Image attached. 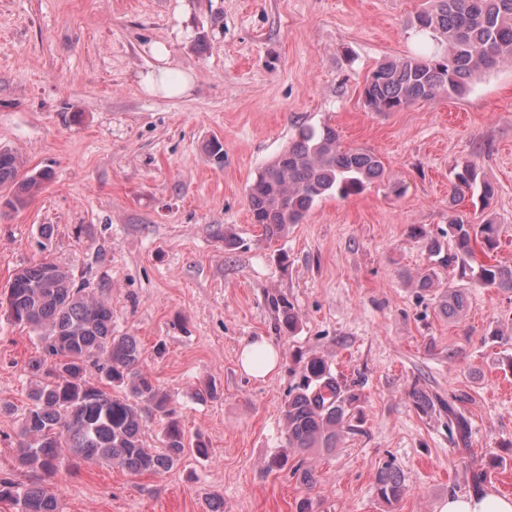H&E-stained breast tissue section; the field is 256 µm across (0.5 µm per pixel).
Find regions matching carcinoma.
<instances>
[{
	"instance_id": "obj_1",
	"label": "carcinoma",
	"mask_w": 512,
	"mask_h": 512,
	"mask_svg": "<svg viewBox=\"0 0 512 512\" xmlns=\"http://www.w3.org/2000/svg\"><path fill=\"white\" fill-rule=\"evenodd\" d=\"M437 43L410 55L380 63L362 87L364 106L372 112H397L417 101L461 97L477 73H487L512 60V0H431L412 24ZM22 159L0 150V189L6 206H24L51 179L41 171L19 178ZM380 157L361 148L341 147L336 129L323 124L299 127L288 148L267 164L249 187L253 223L268 241L288 234L301 223L315 201L336 194L362 193L384 177ZM455 189H479L481 209L492 207L495 188L473 165L454 172ZM499 229L493 219L472 224L457 215L448 220V243L454 256L473 257L475 247L492 250ZM477 278L486 286L512 292V267L479 265ZM11 319L42 331L44 356L30 369L36 377L30 390L19 436V464L38 474L25 485L0 477V499L8 498L17 512H59L58 498L44 483L68 450L86 462H107L132 474H152L172 468L186 454L209 458L202 438L190 442L172 418L169 396L142 366L139 340L112 330V309L94 293L74 287L67 271L41 262L16 272L4 291ZM444 316L455 319L467 307L466 294L446 288L435 295ZM279 331L293 336L299 326L294 306L283 294L267 296ZM95 370L100 383L87 375ZM117 389L114 395L106 388ZM411 397L424 414L435 409L448 416V431L456 444L467 445L470 423L456 404L413 388ZM164 418L162 448L143 440L144 413ZM284 448L268 462L282 469L290 454L313 449L332 452L360 420V396L339 379L322 356L310 355L298 371L283 408ZM405 493L400 472L387 466L377 478V494L392 503Z\"/></svg>"
}]
</instances>
